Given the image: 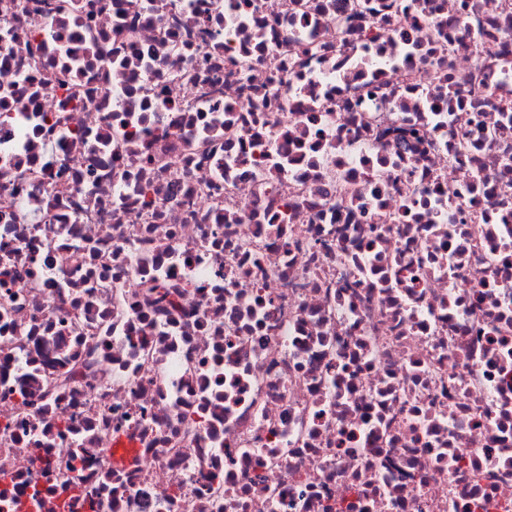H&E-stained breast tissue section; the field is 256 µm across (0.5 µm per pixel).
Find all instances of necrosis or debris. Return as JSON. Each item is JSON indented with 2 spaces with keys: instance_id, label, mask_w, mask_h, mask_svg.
I'll return each mask as SVG.
<instances>
[{
  "instance_id": "4bbe7bcc",
  "label": "necrosis or debris",
  "mask_w": 512,
  "mask_h": 512,
  "mask_svg": "<svg viewBox=\"0 0 512 512\" xmlns=\"http://www.w3.org/2000/svg\"><path fill=\"white\" fill-rule=\"evenodd\" d=\"M36 2L0 0V257L15 319L86 341L69 294L111 259L112 355L54 418L142 458L81 512H512V0ZM443 70L464 107L430 108ZM147 278L186 290L146 335ZM22 349L0 325V458L37 481L3 428ZM85 250L83 282H98L102 280L112 282V264L101 260L96 249L89 247Z\"/></svg>"
}]
</instances>
